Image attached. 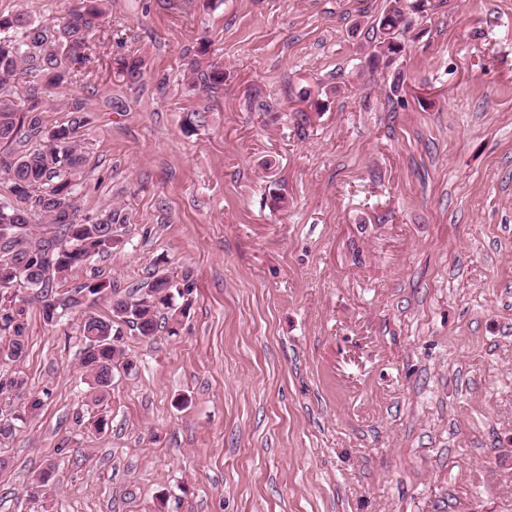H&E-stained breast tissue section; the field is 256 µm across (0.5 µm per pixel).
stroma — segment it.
<instances>
[{
  "mask_svg": "<svg viewBox=\"0 0 512 512\" xmlns=\"http://www.w3.org/2000/svg\"><path fill=\"white\" fill-rule=\"evenodd\" d=\"M423 2L394 99L362 63L388 0H110L48 119L83 102L80 210L132 230L67 282L124 289L161 259L196 298L179 335L125 332L135 368L97 405L80 329L108 302L53 324L27 304L0 414L41 407L0 440V512H512V0ZM307 97L326 107L301 135ZM209 46L201 42L196 54L187 63L186 70L190 75L191 87L197 84L203 88L215 89L224 83V67L214 63L208 57ZM116 74L126 86L139 84L144 77L145 62L142 57H121L115 62Z\"/></svg>",
  "mask_w": 512,
  "mask_h": 512,
  "instance_id": "35a3bbf8",
  "label": "stroma"
}]
</instances>
